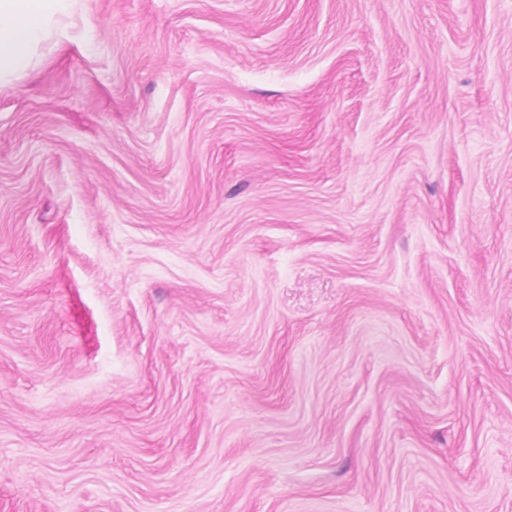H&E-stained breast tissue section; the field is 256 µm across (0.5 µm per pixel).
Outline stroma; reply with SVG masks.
Returning <instances> with one entry per match:
<instances>
[{
    "label": "stroma",
    "mask_w": 512,
    "mask_h": 512,
    "mask_svg": "<svg viewBox=\"0 0 512 512\" xmlns=\"http://www.w3.org/2000/svg\"><path fill=\"white\" fill-rule=\"evenodd\" d=\"M0 512H512V0H72L0 88Z\"/></svg>",
    "instance_id": "obj_1"
}]
</instances>
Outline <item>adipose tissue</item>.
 <instances>
[{"mask_svg":"<svg viewBox=\"0 0 512 512\" xmlns=\"http://www.w3.org/2000/svg\"><path fill=\"white\" fill-rule=\"evenodd\" d=\"M71 0H0V87L14 83L37 48L60 31Z\"/></svg>","mask_w":512,"mask_h":512,"instance_id":"obj_1","label":"adipose tissue"}]
</instances>
